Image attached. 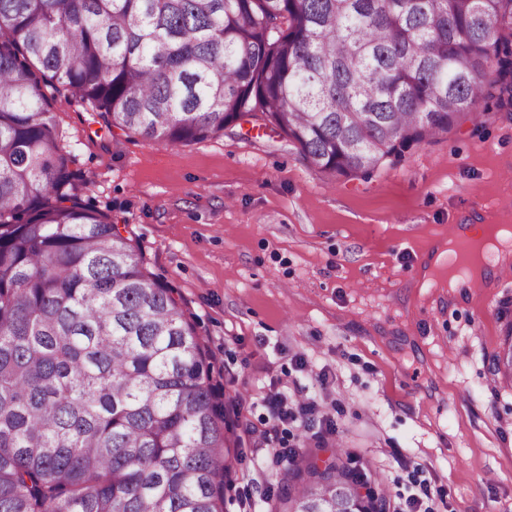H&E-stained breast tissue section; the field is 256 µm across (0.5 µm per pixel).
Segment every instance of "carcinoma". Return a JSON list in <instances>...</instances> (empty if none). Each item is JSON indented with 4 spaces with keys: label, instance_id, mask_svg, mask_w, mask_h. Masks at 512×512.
Returning a JSON list of instances; mask_svg holds the SVG:
<instances>
[{
    "label": "carcinoma",
    "instance_id": "cac0c4a2",
    "mask_svg": "<svg viewBox=\"0 0 512 512\" xmlns=\"http://www.w3.org/2000/svg\"><path fill=\"white\" fill-rule=\"evenodd\" d=\"M512 0H0V512H224L230 424L195 328L88 203L41 84L170 145L248 117L369 178L491 101ZM338 450L288 512H383Z\"/></svg>",
    "mask_w": 512,
    "mask_h": 512
}]
</instances>
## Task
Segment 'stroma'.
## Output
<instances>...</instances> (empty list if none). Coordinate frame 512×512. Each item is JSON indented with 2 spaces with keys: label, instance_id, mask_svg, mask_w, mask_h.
I'll return each instance as SVG.
<instances>
[{
  "label": "stroma",
  "instance_id": "obj_1",
  "mask_svg": "<svg viewBox=\"0 0 512 512\" xmlns=\"http://www.w3.org/2000/svg\"><path fill=\"white\" fill-rule=\"evenodd\" d=\"M414 148L370 178L328 182L296 145L244 119L188 145L108 130L58 95L51 110L148 272L171 288L208 354L238 449L225 512H282L288 459L265 397L322 405L278 437L317 464L368 462L388 512H512V258L488 285L450 292L422 263L452 224L512 225V119Z\"/></svg>",
  "mask_w": 512,
  "mask_h": 512
}]
</instances>
